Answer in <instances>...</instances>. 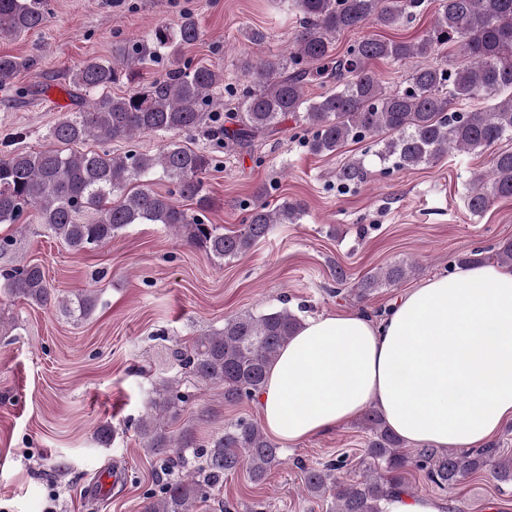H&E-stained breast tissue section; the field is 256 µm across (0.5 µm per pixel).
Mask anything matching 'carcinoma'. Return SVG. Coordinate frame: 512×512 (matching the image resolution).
Wrapping results in <instances>:
<instances>
[{
	"label": "carcinoma",
	"instance_id": "1",
	"mask_svg": "<svg viewBox=\"0 0 512 512\" xmlns=\"http://www.w3.org/2000/svg\"><path fill=\"white\" fill-rule=\"evenodd\" d=\"M292 6L301 21L288 57L247 67L249 84L232 112L203 111L216 104L215 95L224 87V70L210 66L169 65L149 84L123 95L111 93L123 80L135 82V66L157 64L200 42L203 31L192 13L184 14L175 27L159 24L145 39L115 46L110 61H83L71 78L70 96L78 109L50 129L54 146L0 158V224H14L30 214L79 252L112 241L130 224H162L222 263L246 253L274 225L295 224L306 214L298 200L273 208L254 204L241 227L230 233L200 216L210 206L205 177L221 164L217 149L250 148L282 132L289 117L304 132L314 155H332L349 141L377 138L384 175L433 165L451 153L484 152L512 138V0H439L435 21L422 36L411 41L364 37L343 53L335 52L338 34L370 22L396 27L423 11L426 0H292ZM49 12V0H0V36L40 29ZM444 49L460 56L462 63L428 62ZM414 58L425 63L413 68L395 90L387 89L371 68L377 59L401 63ZM23 66L12 56H0V89L24 94L14 84ZM315 84L325 90L313 96L310 87ZM202 128L213 142L209 150L176 140L153 155L135 149L122 154L74 149L90 138L128 141L141 134L180 135ZM158 173L195 202L196 211L181 209L154 191L151 184ZM367 176L359 160L336 172L344 184ZM511 197L512 151L502 150L493 155L489 169L470 179L467 207L480 214L495 199ZM86 209L98 217L82 224L77 216ZM413 268L412 262L381 267L357 284L356 296L363 299L376 288L394 286ZM0 277L13 297L42 307L55 300L38 265L5 266ZM98 301L95 291L85 290L76 301L61 299L57 306L85 318ZM301 325V318L286 306L244 312L225 319L220 329L193 337L189 350L173 356L183 358L196 380L224 388V403L236 405L261 393L281 349ZM187 401L170 381H159L141 420L140 436L153 455L177 448L204 458V465L167 483L160 496L149 498L143 512H198L224 483V475L244 469L259 484L280 460L281 448L251 420L225 424L204 445L189 426L177 434L170 431L169 424L182 418ZM362 425L370 437L360 478L337 476L347 466L343 457L303 470L305 490L315 499L331 500V512H388L411 470L450 488L482 472L500 485L512 484V457L493 443L445 453L424 448L411 456L379 411L367 410Z\"/></svg>",
	"mask_w": 512,
	"mask_h": 512
}]
</instances>
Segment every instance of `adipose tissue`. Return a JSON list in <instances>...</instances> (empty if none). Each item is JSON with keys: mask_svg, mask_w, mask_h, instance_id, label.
<instances>
[{"mask_svg": "<svg viewBox=\"0 0 512 512\" xmlns=\"http://www.w3.org/2000/svg\"><path fill=\"white\" fill-rule=\"evenodd\" d=\"M376 406L408 443L472 449L512 420V269L462 266L375 321L307 319L260 394L268 430L294 445Z\"/></svg>", "mask_w": 512, "mask_h": 512, "instance_id": "ef3b65f1", "label": "adipose tissue"}]
</instances>
